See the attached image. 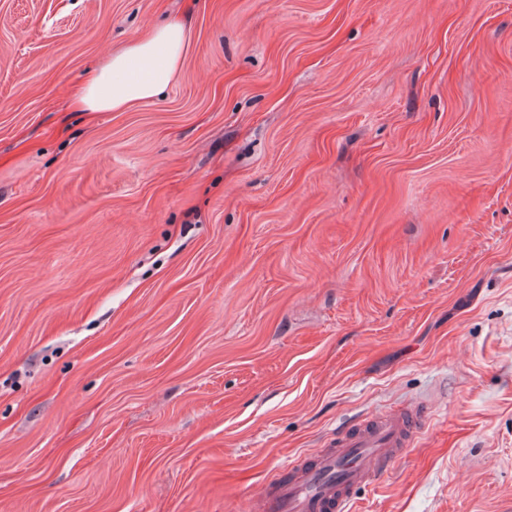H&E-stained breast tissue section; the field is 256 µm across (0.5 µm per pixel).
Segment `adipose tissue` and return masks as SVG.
I'll return each instance as SVG.
<instances>
[{"label": "adipose tissue", "mask_w": 512, "mask_h": 512, "mask_svg": "<svg viewBox=\"0 0 512 512\" xmlns=\"http://www.w3.org/2000/svg\"><path fill=\"white\" fill-rule=\"evenodd\" d=\"M189 41L184 22L165 19L112 56L75 99L81 112H121L154 100L176 80Z\"/></svg>", "instance_id": "obj_1"}]
</instances>
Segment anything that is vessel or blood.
Listing matches in <instances>:
<instances>
[{
    "label": "vessel or blood",
    "instance_id": "b4317fda",
    "mask_svg": "<svg viewBox=\"0 0 512 512\" xmlns=\"http://www.w3.org/2000/svg\"><path fill=\"white\" fill-rule=\"evenodd\" d=\"M426 408L397 410L352 422L314 462H292L268 481L252 512H348L356 490L403 456L428 424Z\"/></svg>",
    "mask_w": 512,
    "mask_h": 512
}]
</instances>
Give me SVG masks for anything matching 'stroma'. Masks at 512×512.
<instances>
[{
    "label": "stroma",
    "instance_id": "35a3bbf8",
    "mask_svg": "<svg viewBox=\"0 0 512 512\" xmlns=\"http://www.w3.org/2000/svg\"><path fill=\"white\" fill-rule=\"evenodd\" d=\"M414 406L351 512H512V0H0V512H243ZM189 41L184 22L169 17L112 56L84 83L79 112H121L154 100L176 80Z\"/></svg>",
    "mask_w": 512,
    "mask_h": 512
}]
</instances>
